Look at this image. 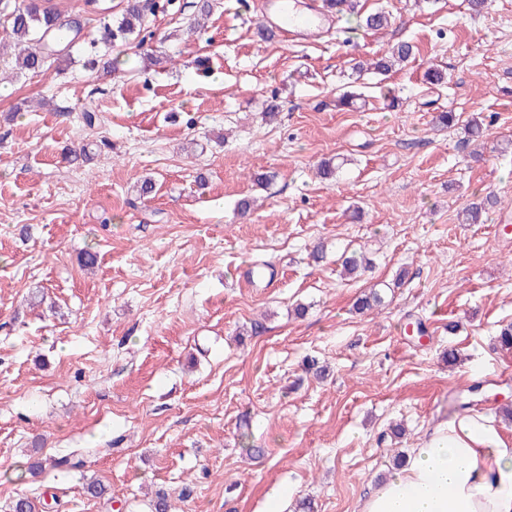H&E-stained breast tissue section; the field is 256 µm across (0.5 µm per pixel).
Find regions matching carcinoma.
<instances>
[{"instance_id": "cac0c4a2", "label": "carcinoma", "mask_w": 512, "mask_h": 512, "mask_svg": "<svg viewBox=\"0 0 512 512\" xmlns=\"http://www.w3.org/2000/svg\"><path fill=\"white\" fill-rule=\"evenodd\" d=\"M45 0H21V3L3 14L9 37L27 43L26 53L22 59V68L39 73L50 69L60 71L61 63L70 59L75 48L94 45L95 41H86L81 23L66 19L44 5ZM90 11L99 15L102 39L112 44L127 42L131 36L145 43L153 39V32L148 30L146 18L157 10L164 8L160 0H127L121 18L112 22L108 8L94 0H86ZM389 20L384 11L369 14L362 19V26L368 30L383 29ZM414 55V46L408 42H399L392 47L389 54L370 63V68L380 74L392 70L395 64L405 62ZM368 265L366 257L352 252L342 259L344 273L351 276Z\"/></svg>"}]
</instances>
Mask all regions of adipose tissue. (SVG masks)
<instances>
[{"mask_svg": "<svg viewBox=\"0 0 512 512\" xmlns=\"http://www.w3.org/2000/svg\"><path fill=\"white\" fill-rule=\"evenodd\" d=\"M360 512H512V444L487 415L436 427L407 463L371 488Z\"/></svg>", "mask_w": 512, "mask_h": 512, "instance_id": "1", "label": "adipose tissue"}]
</instances>
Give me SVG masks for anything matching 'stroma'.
Listing matches in <instances>:
<instances>
[{
  "label": "stroma",
  "instance_id": "1",
  "mask_svg": "<svg viewBox=\"0 0 512 512\" xmlns=\"http://www.w3.org/2000/svg\"><path fill=\"white\" fill-rule=\"evenodd\" d=\"M212 2L195 34L199 0L148 17L155 65L101 42L36 75L0 29V512H152L160 493L172 512H356L467 403L512 405V0H355L305 43L259 40L256 0ZM378 8L388 27H361ZM401 41L414 60L357 77ZM347 89L364 99L338 109ZM354 251L372 267L341 276ZM66 453L81 466L55 469Z\"/></svg>",
  "mask_w": 512,
  "mask_h": 512
}]
</instances>
